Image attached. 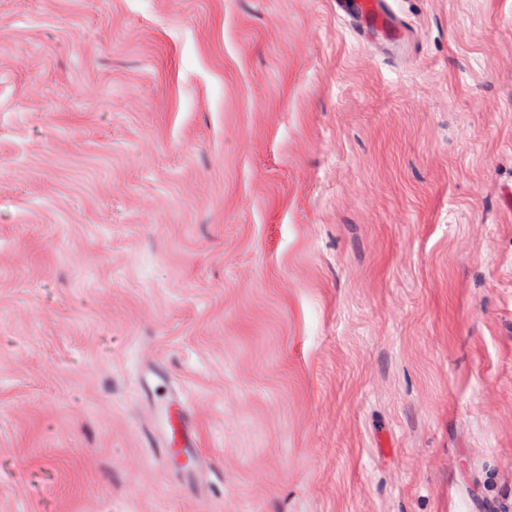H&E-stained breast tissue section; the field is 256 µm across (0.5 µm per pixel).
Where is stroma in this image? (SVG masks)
<instances>
[{"instance_id": "obj_1", "label": "stroma", "mask_w": 512, "mask_h": 512, "mask_svg": "<svg viewBox=\"0 0 512 512\" xmlns=\"http://www.w3.org/2000/svg\"><path fill=\"white\" fill-rule=\"evenodd\" d=\"M393 7L390 59L336 0H0V512L504 505L512 0ZM141 391L150 421L148 448H152L154 458L186 491L191 487L201 490L211 463L199 448L195 411L184 390L157 361L142 370Z\"/></svg>"}]
</instances>
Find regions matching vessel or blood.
I'll return each instance as SVG.
<instances>
[{
    "mask_svg": "<svg viewBox=\"0 0 512 512\" xmlns=\"http://www.w3.org/2000/svg\"><path fill=\"white\" fill-rule=\"evenodd\" d=\"M349 19L358 39L372 32L381 34L386 39L387 54H399L407 27L398 22L391 0H355ZM141 391L148 408V446L154 458L177 477L183 488H202L211 463L199 448L196 415L183 389L157 361L143 369Z\"/></svg>",
    "mask_w": 512,
    "mask_h": 512,
    "instance_id": "vessel-or-blood-1",
    "label": "vessel or blood"
}]
</instances>
